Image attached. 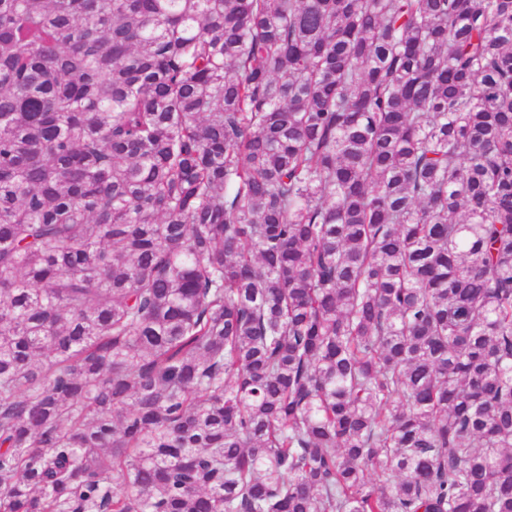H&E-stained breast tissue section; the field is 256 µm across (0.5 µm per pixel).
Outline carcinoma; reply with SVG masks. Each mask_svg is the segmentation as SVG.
<instances>
[{
  "mask_svg": "<svg viewBox=\"0 0 512 512\" xmlns=\"http://www.w3.org/2000/svg\"><path fill=\"white\" fill-rule=\"evenodd\" d=\"M0 512H512V0H0Z\"/></svg>",
  "mask_w": 512,
  "mask_h": 512,
  "instance_id": "cac0c4a2",
  "label": "carcinoma"
}]
</instances>
